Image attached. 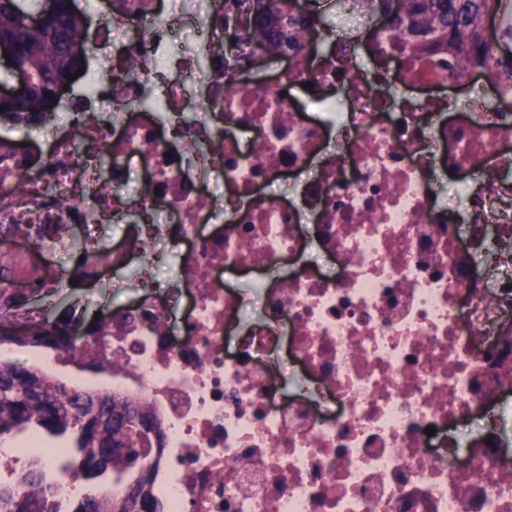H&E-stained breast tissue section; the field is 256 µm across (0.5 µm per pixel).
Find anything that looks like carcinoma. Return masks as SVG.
I'll list each match as a JSON object with an SVG mask.
<instances>
[{
  "label": "carcinoma",
  "instance_id": "cac0c4a2",
  "mask_svg": "<svg viewBox=\"0 0 512 512\" xmlns=\"http://www.w3.org/2000/svg\"><path fill=\"white\" fill-rule=\"evenodd\" d=\"M300 0H224V65L244 59L233 54L246 34L257 49L301 43L326 22L318 11L309 16ZM42 0H0V42L12 43L15 64L29 72V85L10 100H0V124L42 126L53 115L41 108L43 96L64 80L71 69H82L89 58L77 12H62L42 27L34 28L27 17L41 11ZM369 13L393 25L399 39L415 51L421 47L448 45L460 50L469 64H483L496 56L512 74V0H366ZM84 46L74 57V45ZM73 276L85 275L88 255L71 243ZM23 302L0 294V342L46 352L62 353L79 340L103 334L109 316L75 322L68 312L23 321L15 310ZM22 434L50 448L65 449L55 467L39 458L15 473L12 481H0V512H164L154 493L153 470L137 467L157 436L152 416L141 405H132L108 394H88L52 379L40 367L0 362V438ZM76 472L87 482L79 499L56 496L60 477ZM128 478L129 488L120 501L99 493L100 478Z\"/></svg>",
  "mask_w": 512,
  "mask_h": 512
}]
</instances>
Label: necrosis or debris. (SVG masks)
<instances>
[{"instance_id":"obj_1","label":"necrosis or debris","mask_w":512,"mask_h":512,"mask_svg":"<svg viewBox=\"0 0 512 512\" xmlns=\"http://www.w3.org/2000/svg\"><path fill=\"white\" fill-rule=\"evenodd\" d=\"M172 2L103 0L96 85L59 103L82 155L0 162L8 289H60L43 224L136 289L64 357L153 411L166 512H512V80L408 58L363 0H336L355 32L245 38L228 71L224 0Z\"/></svg>"}]
</instances>
